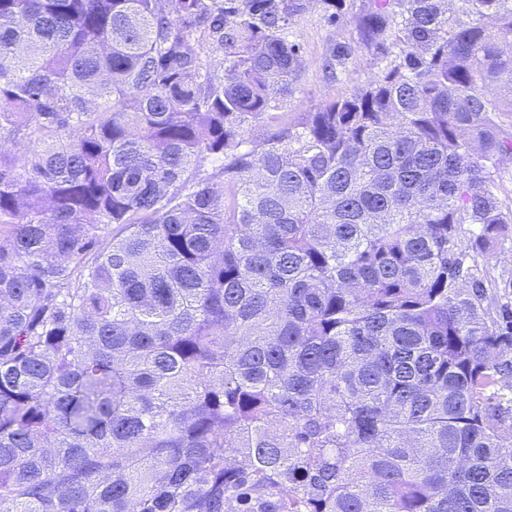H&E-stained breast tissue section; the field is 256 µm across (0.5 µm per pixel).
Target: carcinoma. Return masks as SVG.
<instances>
[{
    "label": "carcinoma",
    "mask_w": 512,
    "mask_h": 512,
    "mask_svg": "<svg viewBox=\"0 0 512 512\" xmlns=\"http://www.w3.org/2000/svg\"><path fill=\"white\" fill-rule=\"evenodd\" d=\"M310 2L0 0V512H512V0ZM367 0H346L342 13L331 21L323 4L314 0L309 10L297 19L290 40L302 48L301 74L288 97L284 112H306L325 99L348 95L354 87L365 85L378 75L380 67L364 48L357 47L356 18ZM336 42H349L355 50L345 62V71L335 81L323 69L324 57Z\"/></svg>",
    "instance_id": "obj_1"
}]
</instances>
